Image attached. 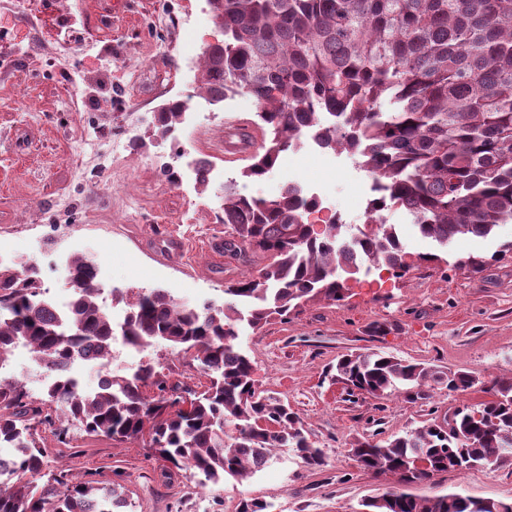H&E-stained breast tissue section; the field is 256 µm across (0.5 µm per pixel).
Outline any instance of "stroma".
<instances>
[{"label":"stroma","instance_id":"1","mask_svg":"<svg viewBox=\"0 0 512 512\" xmlns=\"http://www.w3.org/2000/svg\"><path fill=\"white\" fill-rule=\"evenodd\" d=\"M183 9L179 35L167 31L162 19L171 9ZM112 24V73L137 92L124 103L104 104L98 118L69 111L66 93L53 74L28 63L14 74L16 89L0 93V260L17 258L44 265L46 296L58 299L66 284L55 270L71 254L72 241L99 260L105 288L134 292L165 288L191 304L224 302L228 283L257 272L268 259L254 254L249 263L230 255H215L208 247L224 238V226L214 217L224 183L236 182L240 193L274 198L289 184L325 194L346 224L365 220L364 206L371 179L351 158L307 146L286 153L262 180L242 179L247 156L228 161L211 157L215 174L207 187L189 183L177 188L161 167L170 162L169 145L158 142L146 118L162 104L186 98L194 87L196 60L221 34L207 0H120L113 16L87 18L88 34ZM151 71L141 65L149 58ZM41 99L47 112H30L27 97ZM215 130L245 128L259 133L257 107L245 96H233L213 106ZM133 129L144 146L121 155L119 178L95 168L100 179V207L123 198L128 210L109 224L90 223L83 209L55 219L57 198L82 193L64 165L86 137L115 140ZM413 262L401 277L372 269L350 282L342 301L310 302L263 328L239 333L238 342L251 356L261 389L291 406L327 464L309 469L288 448L275 449L270 464L245 481L232 478L201 484L199 477L171 469L155 457L147 443L117 442L102 435L69 429L66 439L40 430V442L51 468L65 471L74 482L122 487L126 512H237L241 499L266 501L270 512H363L362 501L382 495L394 485L392 475L362 469L349 454L354 438L389 436L442 419L465 406L479 408L491 400L494 383L512 381V257L496 258L502 243L512 241V223L501 225L494 238H461L452 242L444 263L429 261L437 246L422 237L403 210L386 212ZM182 240L172 251L169 237ZM484 258L476 273L467 258ZM377 351L473 375L466 392L432 389L426 403H410L390 394L380 398L350 390L332 380L331 367L348 352ZM153 361L171 384L203 390L208 378L196 368L191 354L159 344L144 351L113 341L107 368L82 366L86 389L96 387L104 372L134 371ZM422 498L463 492L477 498L512 500V460L493 468L452 471L413 484Z\"/></svg>","mask_w":512,"mask_h":512}]
</instances>
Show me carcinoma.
<instances>
[{"mask_svg": "<svg viewBox=\"0 0 512 512\" xmlns=\"http://www.w3.org/2000/svg\"><path fill=\"white\" fill-rule=\"evenodd\" d=\"M222 40L204 53L199 89L213 102L243 94L258 108L267 138L245 179L269 172L301 137L327 152L341 150L375 184L372 217L406 210L421 236L442 245L460 236L487 238L512 223V0H208ZM184 103L159 112L154 135L175 136ZM316 201L288 185L273 199L224 186L218 214L230 229L224 250L268 263L224 289L234 297L199 309L164 288L113 294L125 306L123 341L145 350L164 342L193 351L209 377L185 408L179 386L150 363L131 374L102 377L87 390L69 365L86 356L112 359L114 326L103 306L97 259L68 261L70 300L64 310L44 298L34 265H0V368L22 342L51 375L37 400L15 375L0 374V512H121L125 498L91 481L70 485L47 470L38 427H69L116 441L148 439L155 456L218 484L263 470L276 448H291L312 469L326 466L299 417L259 389L251 357L236 343L234 323L253 330L313 301H340L344 276L363 265L409 270L394 225L355 232L332 219L315 230ZM338 377L372 396L397 392L426 402L444 385L465 392L467 372L444 370L377 352L345 354ZM272 422L275 428L260 426ZM512 448V382L478 410L393 436L351 443L365 470L392 473L398 486L363 502L364 512H512V502L451 492L419 498L403 486L435 474L498 465ZM424 459L429 471H420Z\"/></svg>", "mask_w": 512, "mask_h": 512, "instance_id": "carcinoma-1", "label": "carcinoma"}]
</instances>
